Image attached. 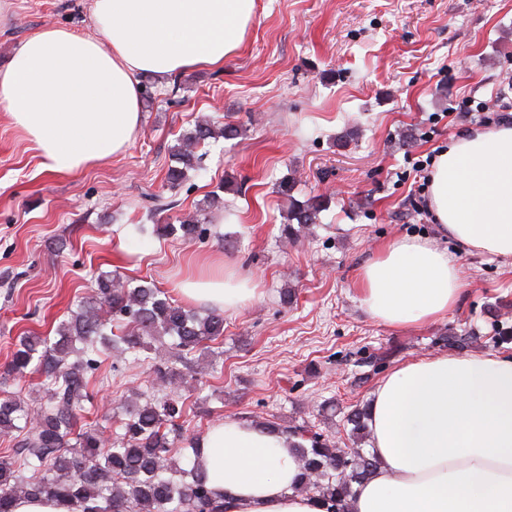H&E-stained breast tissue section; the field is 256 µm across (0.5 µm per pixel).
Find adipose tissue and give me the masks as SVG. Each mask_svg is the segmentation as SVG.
Returning <instances> with one entry per match:
<instances>
[{"label": "adipose tissue", "mask_w": 512, "mask_h": 512, "mask_svg": "<svg viewBox=\"0 0 512 512\" xmlns=\"http://www.w3.org/2000/svg\"><path fill=\"white\" fill-rule=\"evenodd\" d=\"M255 0H92L95 34L50 25L0 67V112L68 173L128 149L142 123L140 76L165 82L219 66L243 42ZM441 237L512 261V123L473 129L436 155L428 185ZM462 283L434 242L400 237L358 275L360 305L392 328L445 316ZM192 304L236 309L256 295L233 271L179 285ZM377 464L351 512H512V357L436 354L402 363L368 407ZM200 464L225 512H323L299 492L284 436L238 418L202 436Z\"/></svg>", "instance_id": "adipose-tissue-1"}]
</instances>
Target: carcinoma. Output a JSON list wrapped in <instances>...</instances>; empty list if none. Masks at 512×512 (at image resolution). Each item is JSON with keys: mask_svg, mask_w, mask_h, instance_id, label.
<instances>
[{"mask_svg": "<svg viewBox=\"0 0 512 512\" xmlns=\"http://www.w3.org/2000/svg\"><path fill=\"white\" fill-rule=\"evenodd\" d=\"M237 127L195 123L174 153L176 165L166 179L174 187L198 171L194 148L210 139H234ZM326 200L313 196L292 202L280 237L297 243L316 223ZM163 236L193 243L211 232L204 219L156 227ZM224 334V315H201L176 303L152 283L132 285L120 274L94 278L88 296L61 321L54 339L21 336L4 375L42 378V396L31 407L18 394L0 398V437L13 441L0 454V512H13L16 501L47 498L80 512H219L199 467L201 434L187 436L184 399L164 393L120 406L119 432L78 426L90 402V375L98 357L113 358L112 369L139 360L150 344L167 345L166 357L149 370L162 386L199 383L195 354ZM354 447L345 450L307 419L263 425L292 439L302 466L299 491L316 498L325 512H348L352 484L372 473L376 460L362 443L368 436L365 410L345 415Z\"/></svg>", "mask_w": 512, "mask_h": 512, "instance_id": "1", "label": "carcinoma"}]
</instances>
